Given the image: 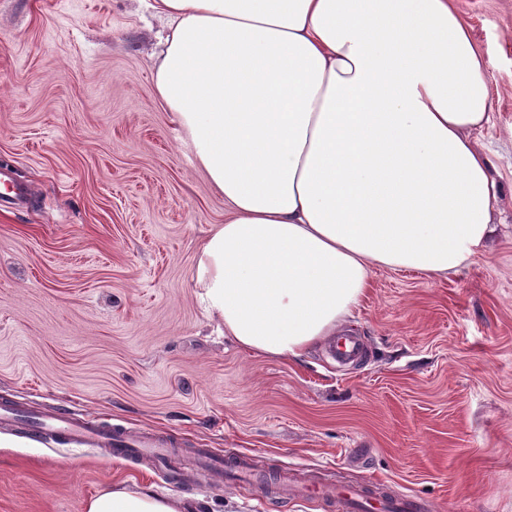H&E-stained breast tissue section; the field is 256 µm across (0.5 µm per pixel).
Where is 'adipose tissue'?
Returning <instances> with one entry per match:
<instances>
[{
  "mask_svg": "<svg viewBox=\"0 0 512 512\" xmlns=\"http://www.w3.org/2000/svg\"><path fill=\"white\" fill-rule=\"evenodd\" d=\"M161 103L224 197L196 283L239 346L295 359L373 268L429 277L492 232L488 59L452 0H151ZM86 512H185L115 485Z\"/></svg>",
  "mask_w": 512,
  "mask_h": 512,
  "instance_id": "ef3b65f1",
  "label": "adipose tissue"
}]
</instances>
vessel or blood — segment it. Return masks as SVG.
I'll use <instances>...</instances> for the list:
<instances>
[{"instance_id": "obj_1", "label": "vessel or blood", "mask_w": 512, "mask_h": 512, "mask_svg": "<svg viewBox=\"0 0 512 512\" xmlns=\"http://www.w3.org/2000/svg\"><path fill=\"white\" fill-rule=\"evenodd\" d=\"M10 426L25 425L36 438H51L54 442L66 445L88 446L107 449L118 459H129L139 454H147L157 460H165L170 453V443L159 433L131 434L124 425L105 426L85 413L61 411L50 417L24 416L10 419ZM204 470L218 473L222 469L246 471L249 457L239 453L228 457L207 449L197 452ZM318 492L334 497L342 512H422L421 500L403 496L390 502L377 500L366 488L342 485L336 481H325L315 486H298L292 489L295 497H305L309 492Z\"/></svg>"}]
</instances>
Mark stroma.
<instances>
[{"label": "stroma", "instance_id": "obj_1", "mask_svg": "<svg viewBox=\"0 0 512 512\" xmlns=\"http://www.w3.org/2000/svg\"><path fill=\"white\" fill-rule=\"evenodd\" d=\"M453 6L492 61L495 124L473 138L499 190L495 234L443 276L373 269L344 323L367 356L341 365L324 343L294 360L245 350L207 314L197 255L224 197L156 97L165 20L144 0H0V163L30 190L0 200V403L179 447L172 476L0 427V512H84L115 484L187 512H338L212 487L190 448L427 512H512V0Z\"/></svg>", "mask_w": 512, "mask_h": 512}]
</instances>
